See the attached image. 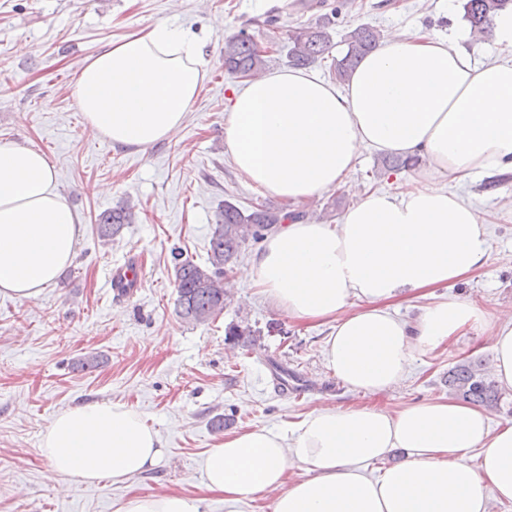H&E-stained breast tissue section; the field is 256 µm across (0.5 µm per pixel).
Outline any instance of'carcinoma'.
<instances>
[{"label": "carcinoma", "mask_w": 512, "mask_h": 512, "mask_svg": "<svg viewBox=\"0 0 512 512\" xmlns=\"http://www.w3.org/2000/svg\"><path fill=\"white\" fill-rule=\"evenodd\" d=\"M463 18L471 32L487 37L495 16L512 11V0H463ZM380 34L370 26L352 29L344 38V55L334 60L333 74L338 82L348 79L364 56L374 49ZM333 47L329 23L299 27L288 35L287 57L294 67L306 68L325 58ZM266 65L265 54L258 43L241 32L224 42V68L231 76L242 73L258 74ZM419 159L393 157L382 161L381 177L414 168ZM132 212L119 207L99 219V232L103 237L116 235L130 223ZM305 213L290 211L286 207L274 208L263 204L243 212L229 201L224 202L209 241L207 265L202 267L178 253L173 256V271L177 288L176 312L184 320L205 322L224 311L228 299L224 289L225 267L249 240L258 241L266 233L290 219H303ZM228 340L249 348L256 344L249 327L232 324L228 327ZM448 388L464 401L474 405L495 407L500 400L496 385L489 380L479 365L472 362L457 364L448 372Z\"/></svg>", "instance_id": "carcinoma-1"}]
</instances>
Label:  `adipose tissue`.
<instances>
[{"instance_id": "adipose-tissue-1", "label": "adipose tissue", "mask_w": 512, "mask_h": 512, "mask_svg": "<svg viewBox=\"0 0 512 512\" xmlns=\"http://www.w3.org/2000/svg\"><path fill=\"white\" fill-rule=\"evenodd\" d=\"M481 63L417 29L384 33L344 88L302 69L271 71L231 92L224 139L241 175L297 203L345 184L363 150L419 156L411 189L372 191L339 223L292 220L269 236L245 278L288 318L332 322L325 359L355 391L379 394L416 355L483 327L467 298L425 305L411 322L401 295L464 281L487 259L488 225L447 182L512 174V13L497 15ZM206 62L181 26L159 22L88 57L75 96L90 130L142 148L176 135L201 92ZM80 218L40 151L0 143V295L33 300L77 252ZM492 378L512 389V317L492 334ZM402 449L379 477L368 463ZM53 478L123 482L154 468L159 434L134 412L92 402L57 412L41 440ZM310 478L292 483V467ZM205 487L234 505L273 493L272 512H488L512 501V423L448 399L397 410L322 405L295 426L224 438L202 460ZM121 512H198L175 492L133 496Z\"/></svg>"}]
</instances>
